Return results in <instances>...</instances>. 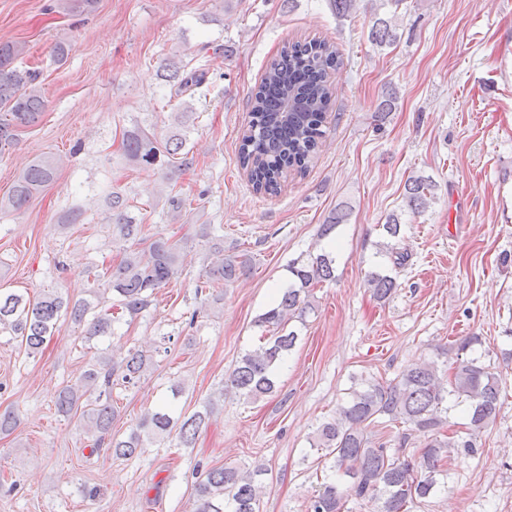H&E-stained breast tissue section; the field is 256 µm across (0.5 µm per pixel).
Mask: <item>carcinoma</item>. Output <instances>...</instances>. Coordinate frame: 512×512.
<instances>
[{
	"label": "carcinoma",
	"instance_id": "carcinoma-1",
	"mask_svg": "<svg viewBox=\"0 0 512 512\" xmlns=\"http://www.w3.org/2000/svg\"><path fill=\"white\" fill-rule=\"evenodd\" d=\"M97 0H58L66 14L94 11ZM369 37L377 44L396 41L394 17H377ZM26 46L15 41L0 43V143L11 142L21 126H27L45 109L38 89V72L15 65ZM338 66L336 48L330 43L310 39L282 48L263 75L252 100L250 120L238 151L242 169L253 189L269 196L282 191L288 171L304 172L325 136L323 123L334 88L332 71ZM165 80L179 96L205 80V72L177 62L164 67ZM189 106L176 113L178 130L159 139L132 124L122 133V155L142 167L159 168L167 173L191 168L194 156L186 149V135L179 131L191 119ZM57 160L39 159L25 168L14 182L6 206L20 211L39 189L56 178ZM435 195L429 176H413L404 187L403 202L408 212L424 213ZM113 229L125 240L146 245L142 251L127 250L120 261L105 270L94 271V281L107 287L118 298L119 306L134 317L146 310L154 292L178 278L181 273L179 246L168 238L142 235V225L129 215L126 200L111 195ZM348 213L339 208L321 225L319 237L326 239L337 226L347 221ZM386 242L376 255L394 270L408 265L410 254L399 246L402 222L392 213L382 225ZM202 237L218 259L196 285V293L214 296L217 290L236 283L250 269V259L235 253L224 255L221 228L203 225ZM336 254L325 246L300 254L288 263V287L258 319L270 333L255 349L246 352L228 376L227 383L239 397L255 403L278 390L277 375L299 338L293 322H304L313 311L311 289L335 278ZM367 284L380 301L392 298L400 287L397 277L380 271L369 274ZM88 300L71 302L61 293L39 297L0 290V331H7L24 346L29 355L39 353L47 340L59 330L67 317L74 324L86 325L84 340L112 334V313L94 312ZM469 336L456 345V360L441 371L434 362L406 366L392 379L373 375L353 378L345 392L338 416L323 420L312 432L310 447L321 452L328 471L308 512H344L348 498L378 502L379 512H411L437 490L439 477L448 474V453L460 449L473 455L479 448L480 433L494 423L500 408L501 386L497 376L480 363L478 357H465L479 344ZM154 366L152 356L141 350L119 357L97 355L79 383L63 388L56 400L57 411L65 416L79 415L94 436L90 454L105 448L117 458L137 455L147 442L176 435L181 445H192L206 427L214 410L209 402L190 416H174L162 403L147 412L136 430L126 438L112 436L116 407L112 388L134 384ZM463 407L468 426L463 431L448 429V406ZM384 421L396 429L399 448L391 452L375 446L369 428ZM426 440L425 446L405 453L412 433ZM266 469L212 467L196 483L194 512H259L260 487L257 477Z\"/></svg>",
	"mask_w": 512,
	"mask_h": 512
}]
</instances>
